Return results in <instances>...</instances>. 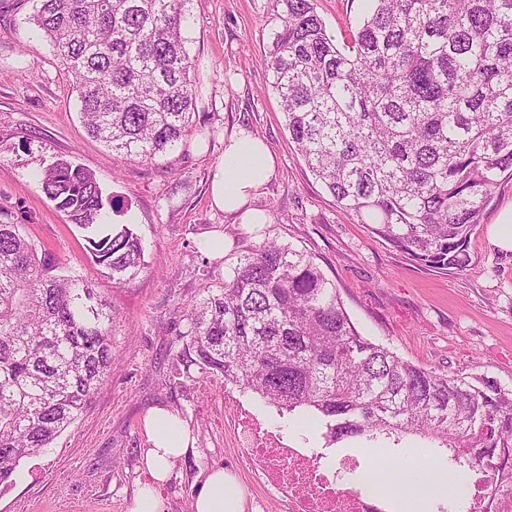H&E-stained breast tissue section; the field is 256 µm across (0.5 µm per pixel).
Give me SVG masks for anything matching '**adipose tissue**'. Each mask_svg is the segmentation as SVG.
Masks as SVG:
<instances>
[{
	"label": "adipose tissue",
	"mask_w": 512,
	"mask_h": 512,
	"mask_svg": "<svg viewBox=\"0 0 512 512\" xmlns=\"http://www.w3.org/2000/svg\"><path fill=\"white\" fill-rule=\"evenodd\" d=\"M276 159L268 146L246 131H238L224 143V158L212 174L214 204L225 213L240 215L243 223H267V215L252 208L251 199L274 176ZM150 442L144 453L148 481L135 498L131 512H162L160 488L167 481L172 463L186 455L191 437L174 414L158 410L146 421ZM242 495L223 468L212 469L194 497V512H242Z\"/></svg>",
	"instance_id": "1"
}]
</instances>
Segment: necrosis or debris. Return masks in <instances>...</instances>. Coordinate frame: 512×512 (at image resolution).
I'll list each match as a JSON object with an SVG mask.
<instances>
[{
	"label": "necrosis or debris",
	"instance_id": "1",
	"mask_svg": "<svg viewBox=\"0 0 512 512\" xmlns=\"http://www.w3.org/2000/svg\"><path fill=\"white\" fill-rule=\"evenodd\" d=\"M232 403V422L241 456L263 489L255 506L267 512L277 501L284 512H384L402 491L403 478L381 465L363 466L346 454L323 463L321 454L297 446L265 418L244 404L234 390L224 392ZM502 477L488 483L484 472L472 471L464 497V512H512V449L503 456Z\"/></svg>",
	"mask_w": 512,
	"mask_h": 512
}]
</instances>
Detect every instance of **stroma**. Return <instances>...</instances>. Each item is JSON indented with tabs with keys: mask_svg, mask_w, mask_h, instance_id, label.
Segmentation results:
<instances>
[{
	"mask_svg": "<svg viewBox=\"0 0 512 512\" xmlns=\"http://www.w3.org/2000/svg\"><path fill=\"white\" fill-rule=\"evenodd\" d=\"M329 33L355 30L368 0H316ZM37 0H0V222L22 225L39 248L66 269L84 274L116 312L112 366L87 410L50 448L26 459L10 487H0V512H129L144 479V421L157 408L178 414L195 439L175 460L162 490L165 512H192L208 469L222 464L253 512L262 489L238 462L224 422V379L184 369L172 343L182 316L218 287L237 254L265 239L305 250L332 280L359 333L416 365L485 377L512 390V251L493 245L491 229L512 208V177L501 176L468 242L470 263L437 270L410 260L339 209L310 173L285 128L268 68L276 29L269 0H186V49L196 62L195 122L177 152L153 164L118 161L90 138L78 103L52 48L30 24ZM258 136L276 157L277 172L253 200L273 211L263 229L235 222L215 207L210 176L224 139L238 130ZM62 157L95 175L118 196V224L132 225L144 269L116 284L93 265L84 232L70 224L37 188L33 171ZM223 236L224 255L203 244ZM242 400L306 448L327 459L353 454L373 462L412 464L425 442L397 448L351 440L324 448L317 428L299 430L296 417L244 394Z\"/></svg>",
	"mask_w": 512,
	"mask_h": 512,
	"instance_id": "35a3bbf8",
	"label": "stroma"
}]
</instances>
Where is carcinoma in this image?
<instances>
[{
    "instance_id": "carcinoma-1",
    "label": "carcinoma",
    "mask_w": 512,
    "mask_h": 512,
    "mask_svg": "<svg viewBox=\"0 0 512 512\" xmlns=\"http://www.w3.org/2000/svg\"><path fill=\"white\" fill-rule=\"evenodd\" d=\"M30 22L72 82L88 134L122 159L174 152L195 103L185 0H39ZM350 38L315 0H271L269 66L286 129L337 206L426 267L464 269L492 189L512 176V0H372ZM38 188L88 233L93 263L121 283L141 239L110 224L121 201L66 159ZM19 224L0 223V487L90 404L112 365V306ZM188 312L185 368L279 411L312 418L331 445L407 435L488 475L512 448V390L402 360L359 334L334 283L292 244L237 257Z\"/></svg>"
}]
</instances>
